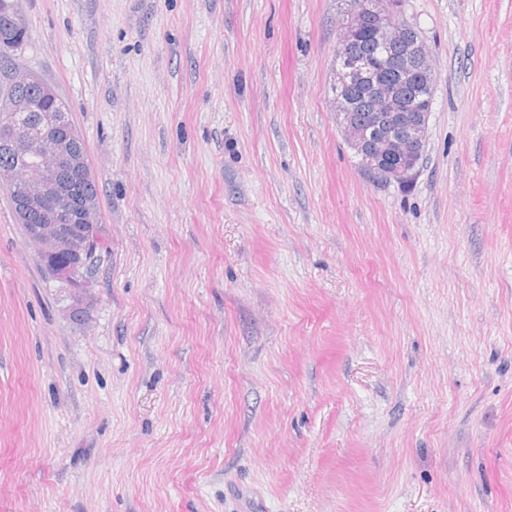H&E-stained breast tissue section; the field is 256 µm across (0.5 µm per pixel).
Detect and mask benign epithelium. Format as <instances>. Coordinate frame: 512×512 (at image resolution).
I'll list each match as a JSON object with an SVG mask.
<instances>
[{
  "label": "benign epithelium",
  "instance_id": "1",
  "mask_svg": "<svg viewBox=\"0 0 512 512\" xmlns=\"http://www.w3.org/2000/svg\"><path fill=\"white\" fill-rule=\"evenodd\" d=\"M347 23L335 54L339 91L332 104L341 131L368 174L384 183H409L416 174L412 161L423 150L431 104L407 101L397 89L375 81L372 67L354 51L358 37L370 29L383 48L406 50L402 80L436 81L428 51L415 27L402 13L403 0H345ZM17 0H0V58L23 46ZM370 82V122L362 125L352 113L358 103L340 87L351 78ZM34 122L21 124L18 113ZM78 133L65 117L54 89L27 71L10 73L7 89H0V145L10 149L12 163L0 168V186L10 192L27 239L38 250L43 268L67 288L87 287L97 247L98 203L92 197L73 201L81 185L91 181L88 162L74 147Z\"/></svg>",
  "mask_w": 512,
  "mask_h": 512
}]
</instances>
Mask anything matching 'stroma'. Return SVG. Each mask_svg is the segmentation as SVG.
<instances>
[{"label": "stroma", "mask_w": 512, "mask_h": 512, "mask_svg": "<svg viewBox=\"0 0 512 512\" xmlns=\"http://www.w3.org/2000/svg\"><path fill=\"white\" fill-rule=\"evenodd\" d=\"M86 145L81 302L0 189V512H512V0H403L411 184L331 107L343 0H21Z\"/></svg>", "instance_id": "1"}]
</instances>
